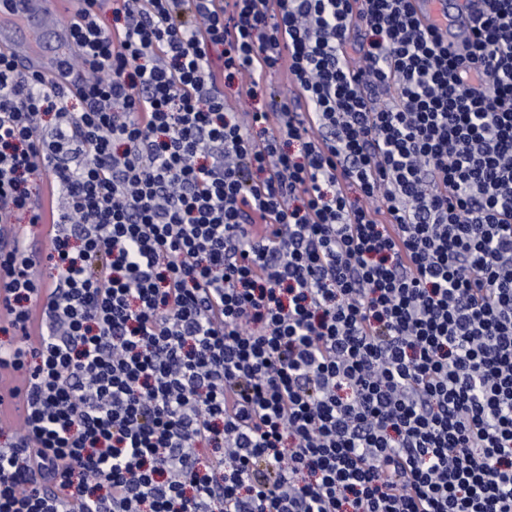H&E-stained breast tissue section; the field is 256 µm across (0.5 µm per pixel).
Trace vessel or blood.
<instances>
[{
	"label": "vessel or blood",
	"instance_id": "b4317fda",
	"mask_svg": "<svg viewBox=\"0 0 512 512\" xmlns=\"http://www.w3.org/2000/svg\"><path fill=\"white\" fill-rule=\"evenodd\" d=\"M65 0H0V14L19 16L27 24V36L22 40L0 38L6 44L21 70L37 72L52 79L60 75L65 62L64 52L71 46L70 30L60 15ZM414 7L423 18L433 21L447 16L448 28L444 35L449 43L462 44L467 30L458 20L459 0H414ZM44 46V53H36L34 44Z\"/></svg>",
	"mask_w": 512,
	"mask_h": 512
}]
</instances>
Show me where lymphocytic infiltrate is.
<instances>
[{"label":"lymphocytic infiltrate","instance_id":"lymphocytic-infiltrate-1","mask_svg":"<svg viewBox=\"0 0 512 512\" xmlns=\"http://www.w3.org/2000/svg\"><path fill=\"white\" fill-rule=\"evenodd\" d=\"M78 2L0 51V512H512V0ZM67 1L72 0H0V14L22 17L27 24L25 41L12 39L3 32L1 35L2 44L8 46L21 70L37 72L48 79L63 71L64 52L72 46L70 29L60 19ZM34 41L44 46L43 55L33 51ZM462 1L458 0H415L413 2L415 9L423 18L435 21L448 12V30L445 25L440 27V33L443 37H448V42L454 45H461L467 38V30L464 25L459 23L458 15Z\"/></svg>","mask_w":512,"mask_h":512}]
</instances>
